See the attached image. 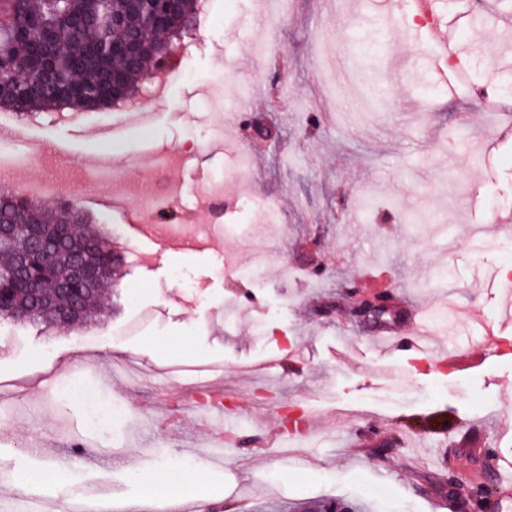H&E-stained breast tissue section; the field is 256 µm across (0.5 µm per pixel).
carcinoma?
I'll return each instance as SVG.
<instances>
[{"instance_id":"cac0c4a2","label":"carcinoma","mask_w":512,"mask_h":512,"mask_svg":"<svg viewBox=\"0 0 512 512\" xmlns=\"http://www.w3.org/2000/svg\"><path fill=\"white\" fill-rule=\"evenodd\" d=\"M199 0H180L156 24L151 6L138 10L129 0H7L9 21L0 24V47L22 49L24 70H0V108L21 114L67 110L80 112L114 108L112 76L121 77L131 94L148 74L147 63L167 44L191 34L199 15ZM132 43L136 52L120 47ZM20 223L37 230L48 224L51 235L76 234L92 241L81 260L94 269L90 286L76 282L67 292H55L69 279L73 256L63 247L51 249L46 267L45 302L30 308L26 287L12 278L19 256L31 248L28 231L0 243V320L61 327L58 312L79 306L84 321L102 310V286L117 276L123 258L105 243L79 204L65 200L52 208L0 187V223ZM26 315L19 317V312Z\"/></svg>"}]
</instances>
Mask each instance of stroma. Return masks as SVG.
Returning a JSON list of instances; mask_svg holds the SVG:
<instances>
[{"mask_svg": "<svg viewBox=\"0 0 512 512\" xmlns=\"http://www.w3.org/2000/svg\"><path fill=\"white\" fill-rule=\"evenodd\" d=\"M394 7L288 0L267 29L258 0H215L191 34L189 79L148 128L116 108L77 127L50 112L0 121V144L41 155L5 178L60 174L113 246L141 255L123 265L116 305L79 334L0 323V495L32 512L102 490L149 512L141 480L167 470L184 475V501L210 512H299L328 498L354 512H436L451 479L490 484L486 459L512 461V406L499 393L512 355L487 352L488 328L512 336V253L484 224L494 214L512 225V117L493 124L487 112L512 76V23L501 0H437L454 49L443 72L425 62L414 16L402 22L413 43L356 64L340 31ZM458 68L469 83H453ZM464 119L490 141L473 163L457 136ZM239 122L273 135L245 140ZM105 151L117 181L102 190L88 163ZM162 177L183 185L168 207L175 237L134 227L123 204ZM176 267L193 288L172 284ZM354 285L389 292L393 328L414 308L435 326L426 346L452 360L378 350L377 324L351 311ZM129 361L137 379L122 372ZM72 375L126 403L124 433L86 428L82 406L54 387ZM213 398L245 420L220 465L196 419ZM299 411L313 431L291 455L284 422Z\"/></svg>", "mask_w": 512, "mask_h": 512, "instance_id": "obj_1", "label": "stroma"}]
</instances>
